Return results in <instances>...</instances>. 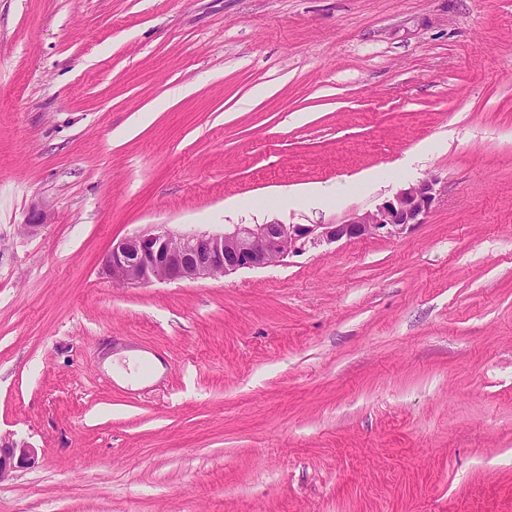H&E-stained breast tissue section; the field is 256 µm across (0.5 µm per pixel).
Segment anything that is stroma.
<instances>
[{
  "label": "stroma",
  "instance_id": "stroma-1",
  "mask_svg": "<svg viewBox=\"0 0 512 512\" xmlns=\"http://www.w3.org/2000/svg\"><path fill=\"white\" fill-rule=\"evenodd\" d=\"M427 177L397 238L102 272L149 224H336ZM131 350L161 377L112 380ZM0 437L38 452L0 512H512V0H0ZM348 193V185L312 187L296 194V199L312 205H321L331 199L341 198Z\"/></svg>",
  "mask_w": 512,
  "mask_h": 512
}]
</instances>
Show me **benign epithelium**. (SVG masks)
Here are the masks:
<instances>
[{"label": "benign epithelium", "instance_id": "7a95c632", "mask_svg": "<svg viewBox=\"0 0 512 512\" xmlns=\"http://www.w3.org/2000/svg\"><path fill=\"white\" fill-rule=\"evenodd\" d=\"M438 195L434 178L408 183L373 209L353 211L338 224H226L222 232L194 233L150 225L112 244L102 270L120 285L215 279L270 266L324 243L399 237L424 222ZM46 220V211L35 206L18 229L34 235ZM37 459L29 445L0 439V481Z\"/></svg>", "mask_w": 512, "mask_h": 512}]
</instances>
